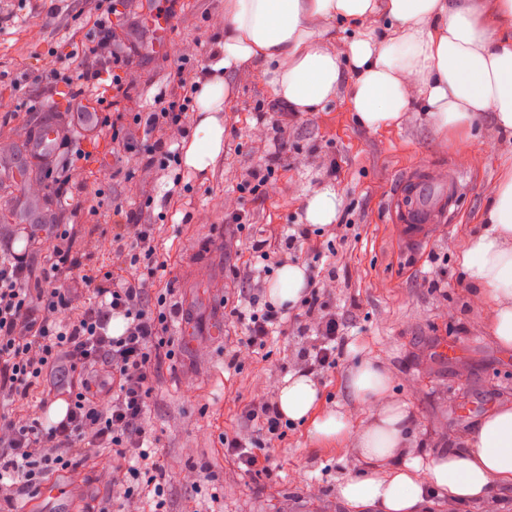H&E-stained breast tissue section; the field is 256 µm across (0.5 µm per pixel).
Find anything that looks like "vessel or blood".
<instances>
[{"label": "vessel or blood", "instance_id": "obj_1", "mask_svg": "<svg viewBox=\"0 0 512 512\" xmlns=\"http://www.w3.org/2000/svg\"><path fill=\"white\" fill-rule=\"evenodd\" d=\"M463 181L449 182L424 174L403 177L394 197L396 217L412 243L429 238L443 212H455ZM34 501L48 512H79L89 497L85 486L69 479H54L34 491Z\"/></svg>", "mask_w": 512, "mask_h": 512}]
</instances>
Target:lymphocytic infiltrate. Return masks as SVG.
I'll list each match as a JSON object with an SVG mask.
<instances>
[{"label":"lymphocytic infiltrate","instance_id":"1","mask_svg":"<svg viewBox=\"0 0 512 512\" xmlns=\"http://www.w3.org/2000/svg\"><path fill=\"white\" fill-rule=\"evenodd\" d=\"M103 60L104 68L77 69L80 86L96 87L107 75L113 90L126 93L130 87L127 49L109 51ZM201 77L187 59H178L170 91L158 95L152 110L136 113L130 122L132 133L149 138L150 162L160 163L163 169L178 163L172 146L187 129ZM289 117L285 108L275 114L261 108L255 111L257 124L275 129L278 137L264 164L237 184L239 194L255 193L271 183L279 152L288 143ZM227 220L230 233L246 234L256 263L248 271V295L229 309L244 334L227 351L228 366L240 368L269 336L286 331L293 336L315 335L297 356L300 372L314 376L334 368L341 355L343 322L332 305L333 290L310 277L292 313L267 299L275 273L268 262L271 250L308 241L310 229L297 224L288 235L268 226L253 231L238 212L228 213ZM71 235L66 225L56 226L49 247L52 259L39 269L28 254L0 253V500L33 487L47 470L77 467L85 455L105 450L113 470L127 471L128 477L113 482L108 501L97 512H138L131 482L156 467L145 417L158 368L163 360L174 357L166 333L180 310L156 287L168 263L157 250L155 225L113 206L112 233L103 239L112 253V269L104 273L95 269L91 255L71 253ZM117 317L126 326L115 336L110 326ZM55 367L74 373L67 388L71 402L65 417L50 425L36 414L16 417L10 404L27 398ZM246 419L260 423L264 442L242 432L224 436L223 441L226 457L250 472L268 466L271 450L285 439L288 421L270 392L251 398Z\"/></svg>","mask_w":512,"mask_h":512}]
</instances>
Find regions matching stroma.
Segmentation results:
<instances>
[{
    "label": "stroma",
    "mask_w": 512,
    "mask_h": 512,
    "mask_svg": "<svg viewBox=\"0 0 512 512\" xmlns=\"http://www.w3.org/2000/svg\"><path fill=\"white\" fill-rule=\"evenodd\" d=\"M225 0H140L137 18L125 9L113 13L107 30L115 43L134 47L135 81L127 95L111 101L114 128L102 132L78 127L75 139L90 160L72 174L81 191L99 196L98 215L80 225L88 240L112 229V208L140 213L143 223H162L161 253L169 273L160 288L170 289L192 328L183 335L171 323L169 335L180 356L163 363L153 383L147 423L156 438V459L165 475L163 496L139 481L143 512H354L338 495L339 485L359 473L358 459L338 445L317 443L306 422H295L277 448L269 471L243 473L225 459L224 433L251 429L245 418L253 394L280 386L294 370L300 346L294 336H270L266 347L248 359L242 371L228 369L224 354L242 333L224 314V279L249 261L242 243L225 244L224 216L245 212L256 225L299 224L309 196L325 187L342 199L339 220L350 223L346 239L332 225L307 244L273 261L305 265L309 273L328 268L331 250L344 252L336 268V310L344 320L347 342L343 362L319 377L318 413L353 415L354 429L371 419L359 410L346 380L362 359H379L393 377L391 396L412 414L410 448L432 454L464 447L478 422L493 407H512V349L492 332L490 309L474 305L458 263L464 241L480 227L481 214L495 185L512 174V138L489 118L474 125L471 160L460 164L446 135L423 110L404 112L400 125L376 131L358 125L345 91L324 108L300 112L288 125V148L275 180L245 198L236 180L260 163L271 138L257 126V106L279 111L277 100L256 65L230 76L231 106L221 113L224 148L206 169L183 168L179 196L168 207L159 198L173 185L162 170L143 166L146 140L126 139L137 112L147 109L164 89L178 57L207 64V46L220 44ZM107 0H0L10 14L0 25V97L10 103L0 125L21 130L63 125V116L92 109L96 98L77 84L59 79L35 85L32 79L48 50L69 65L80 66L101 31L91 18L106 11ZM172 17L171 33L157 45L146 18ZM326 154L335 172L310 166V151ZM26 135L0 144L7 172L0 176V215L8 223L25 222L50 198L48 181ZM424 172L440 180L465 173L466 184L450 222L438 225L430 239L408 244L391 202L400 179ZM155 204H146V196ZM453 340L461 352L443 362L436 348ZM200 490H193L197 476Z\"/></svg>",
    "instance_id": "1"
}]
</instances>
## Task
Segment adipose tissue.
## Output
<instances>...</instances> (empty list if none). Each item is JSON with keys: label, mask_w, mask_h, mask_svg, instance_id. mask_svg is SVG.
<instances>
[{"label": "adipose tissue", "mask_w": 512, "mask_h": 512, "mask_svg": "<svg viewBox=\"0 0 512 512\" xmlns=\"http://www.w3.org/2000/svg\"><path fill=\"white\" fill-rule=\"evenodd\" d=\"M377 16L386 34L368 27ZM336 19L355 28L343 55L322 43ZM221 49L197 95L204 116L185 158L198 170L222 149L218 114L230 100L228 77L249 63L262 66L274 96L295 112L317 110L344 81L352 111L371 129L399 125L420 102L434 125L453 135L463 161L480 115L512 135V0H226ZM482 222L463 245L461 266L476 299L492 308L495 336L511 347L512 176L494 187ZM392 381L372 360L347 380L353 401L373 407L374 422L357 435L364 474L340 484L344 501L358 512H422L433 490L463 504L512 486V409L485 416L467 448L415 456L406 449V406L389 396ZM318 400L316 383L296 373L278 395L288 421L311 420L316 440L342 441L348 418L313 417Z\"/></svg>", "instance_id": "obj_1"}]
</instances>
